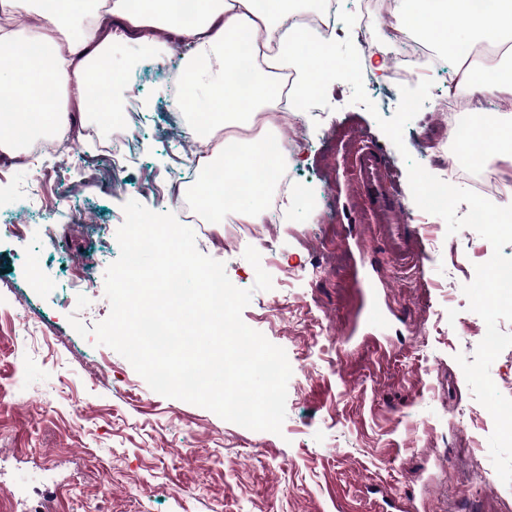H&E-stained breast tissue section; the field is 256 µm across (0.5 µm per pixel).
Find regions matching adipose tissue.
I'll use <instances>...</instances> for the list:
<instances>
[{
  "label": "adipose tissue",
  "instance_id": "1",
  "mask_svg": "<svg viewBox=\"0 0 512 512\" xmlns=\"http://www.w3.org/2000/svg\"><path fill=\"white\" fill-rule=\"evenodd\" d=\"M45 12L44 25L33 31L0 26V85L17 90L25 106L0 120V149L16 151L22 136H46L67 129L71 111H88L97 104L106 111V101H95V90L109 81L106 60L119 41L133 43L152 53L180 45L187 62L180 85L189 102L205 97L207 104L187 125L191 138L219 129H249L262 122L265 113L276 111L279 87L267 62L274 50L279 66L292 70L293 82L304 91L328 80L336 71V60L328 47H319L311 64L297 59V45L287 22L295 12L291 0H195L192 23H184L178 0H139L137 12H129L126 0H53ZM477 0H398L394 27L408 33L421 18H429L428 40L443 51L455 53L466 42L487 41L500 51L499 76L495 81H470L472 93L496 96L506 110L499 118L478 123L477 138L512 135V0H492L482 11ZM265 32L257 42L256 32ZM66 39V53L56 50L58 39ZM251 57L253 72L247 83H239L236 70L241 57ZM55 80L64 103L49 102L44 94L48 80ZM287 149L272 152L259 139L241 141L233 150L216 154V162L227 178L249 171L257 182L228 194L223 184L206 182L198 191L199 207L222 217L232 209L242 224H264L269 220L263 202L267 185L263 174L282 167Z\"/></svg>",
  "mask_w": 512,
  "mask_h": 512
}]
</instances>
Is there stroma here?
<instances>
[{"instance_id": "1", "label": "stroma", "mask_w": 512, "mask_h": 512, "mask_svg": "<svg viewBox=\"0 0 512 512\" xmlns=\"http://www.w3.org/2000/svg\"><path fill=\"white\" fill-rule=\"evenodd\" d=\"M460 66L444 53L426 70L433 87L401 151L376 122L395 114L398 81L364 69L374 115L352 103L347 83H331L328 107L299 113V130L283 133L292 186L272 201L274 222L193 225L197 249L251 290L244 323L287 354L275 434L156 393L69 322L90 328L110 314L105 272L120 253L124 203L182 217L171 184L192 171L175 63L114 44L113 111L72 119L134 131L120 168L86 137L73 157L34 155L0 171V480L14 491L0 512H25L55 479L54 512H383L386 494L405 512H505L512 490L489 455L494 421L456 361L486 333L463 287L493 248L468 228L447 234L420 210L402 158L445 176L448 158L430 145L448 134L439 100ZM359 134L383 150L415 226L424 261L413 276L396 273L386 237L348 211L336 146ZM36 174L44 186L34 200ZM112 179L121 191L109 190ZM87 211L96 223H78ZM250 246L260 267L244 257ZM260 268L272 290L255 289Z\"/></svg>"}]
</instances>
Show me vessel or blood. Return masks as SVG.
I'll use <instances>...</instances> for the list:
<instances>
[{"instance_id": "1", "label": "vessel or blood", "mask_w": 512, "mask_h": 512, "mask_svg": "<svg viewBox=\"0 0 512 512\" xmlns=\"http://www.w3.org/2000/svg\"><path fill=\"white\" fill-rule=\"evenodd\" d=\"M350 154L353 182L360 198L368 204L373 223L385 226L398 261L420 264V255L408 248L409 224L400 218L402 205L397 199L394 174L384 152L372 141L362 138L354 143Z\"/></svg>"}]
</instances>
